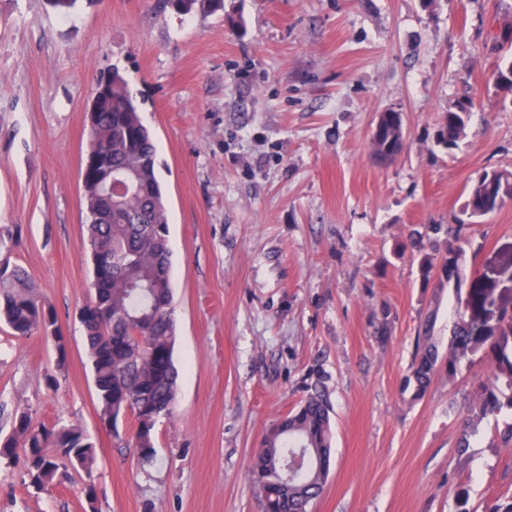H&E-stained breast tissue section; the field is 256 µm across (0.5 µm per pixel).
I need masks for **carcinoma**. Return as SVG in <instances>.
<instances>
[{
	"label": "carcinoma",
	"mask_w": 512,
	"mask_h": 512,
	"mask_svg": "<svg viewBox=\"0 0 512 512\" xmlns=\"http://www.w3.org/2000/svg\"><path fill=\"white\" fill-rule=\"evenodd\" d=\"M223 0H176L182 14L217 9ZM96 130L88 153L116 167L131 169L139 189L112 209L101 193L96 173L85 176L87 242L93 269L89 301L82 307V324L93 371L102 423L131 414L135 418L133 447L143 463L156 459L155 427L171 413L177 393L174 362L176 323L168 247V210L157 175L152 135L143 124L129 82L117 69L104 81ZM467 113H444L437 143L452 150L465 134ZM389 138L371 137V152L381 162L394 160ZM512 200V173L495 171L474 182L458 224L413 228L408 239L418 253L421 279L429 280L438 258L445 261L448 282L461 289L460 223L485 217ZM444 234L424 251L428 233ZM436 312L425 319L416 340L408 383L423 396L438 368L445 367L453 381L458 367L476 359L489 372L472 393L465 430H473L505 408L512 409V328H497L459 311L440 356L433 336ZM0 323L12 335L35 333L52 341L56 367L64 369L68 350L53 310L39 300L38 285L19 265L0 263ZM330 409L314 390L263 436L253 456L249 476L258 490L262 512H310L324 491L331 459ZM26 454L29 486L41 491L69 478L67 470L91 474L96 465L95 446L85 430L74 424L57 429L35 426L26 411L15 414L11 433L0 439V463H11L16 450Z\"/></svg>",
	"instance_id": "obj_1"
}]
</instances>
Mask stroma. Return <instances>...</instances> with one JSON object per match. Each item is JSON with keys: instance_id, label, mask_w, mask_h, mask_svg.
I'll list each match as a JSON object with an SVG mask.
<instances>
[{"instance_id": "stroma-1", "label": "stroma", "mask_w": 512, "mask_h": 512, "mask_svg": "<svg viewBox=\"0 0 512 512\" xmlns=\"http://www.w3.org/2000/svg\"><path fill=\"white\" fill-rule=\"evenodd\" d=\"M512 47V0H224L184 15L165 0H0V227L67 338L56 387L51 341L0 325V430L80 425L92 474L46 491L0 467V512H261L249 478L266 431L311 388L325 393L332 466L312 512H491L512 495V412L460 447L483 362L438 374L420 399L405 379L428 314L447 352L466 296L403 244L455 223L483 172H512V97L496 88ZM124 74L141 102L169 208L180 371L157 456L141 464L135 421L97 416L78 319L92 265L80 171L97 80ZM473 106L457 148L444 112ZM401 112L393 162L369 148L377 115ZM467 284L512 301V201L466 224ZM95 502H87L86 482Z\"/></svg>"}]
</instances>
